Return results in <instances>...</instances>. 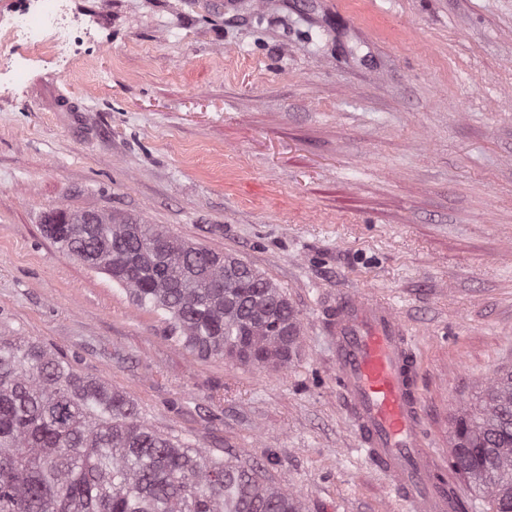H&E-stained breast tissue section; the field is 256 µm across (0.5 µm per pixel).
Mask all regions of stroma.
Returning <instances> with one entry per match:
<instances>
[{
  "label": "stroma",
  "instance_id": "stroma-1",
  "mask_svg": "<svg viewBox=\"0 0 512 512\" xmlns=\"http://www.w3.org/2000/svg\"><path fill=\"white\" fill-rule=\"evenodd\" d=\"M72 69L0 82V336L124 391L156 430L264 466L305 512H406L356 450L325 325L388 300L428 443L512 365V0H70ZM161 224L240 259L298 313L259 369L192 355L48 213Z\"/></svg>",
  "mask_w": 512,
  "mask_h": 512
}]
</instances>
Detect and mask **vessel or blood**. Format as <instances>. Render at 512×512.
Returning <instances> with one entry per match:
<instances>
[{
    "label": "vessel or blood",
    "instance_id": "vessel-or-blood-1",
    "mask_svg": "<svg viewBox=\"0 0 512 512\" xmlns=\"http://www.w3.org/2000/svg\"><path fill=\"white\" fill-rule=\"evenodd\" d=\"M328 333L358 449L406 512H456L458 492L441 482L445 463L427 443L412 339L393 306L360 289L337 293Z\"/></svg>",
    "mask_w": 512,
    "mask_h": 512
}]
</instances>
